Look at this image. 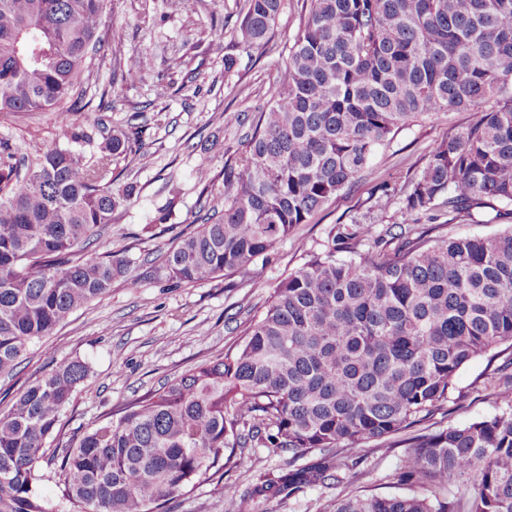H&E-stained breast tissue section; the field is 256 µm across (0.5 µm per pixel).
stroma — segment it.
<instances>
[{"label":"stroma","mask_w":512,"mask_h":512,"mask_svg":"<svg viewBox=\"0 0 512 512\" xmlns=\"http://www.w3.org/2000/svg\"><path fill=\"white\" fill-rule=\"evenodd\" d=\"M245 0H200L195 13L175 10L171 0H112L105 17L108 38L95 56L89 85H112V70L136 53H149L152 72L125 85H112V109L78 112L75 123L96 124L98 132L129 129L136 146L152 155L149 166L129 163L123 181L136 187L132 204L121 212L89 249L109 251L129 262L127 278L113 282L106 297L73 313L69 320L33 344L17 369L0 376V413L8 398L42 379L58 363L78 359L89 374L63 410L53 435L63 446L113 409L158 389L167 378L233 346L245 323L264 305L270 291L319 248L333 224L351 218L383 227L403 220L399 202L374 209L373 192L383 183L401 188L425 165L450 129L471 122L469 112H441L400 131L369 163L362 179L344 189L310 223L300 224L247 272L236 273L234 287L217 278L193 287L167 280L161 258L177 236L195 231L209 196L224 192L216 180L203 195L199 162L209 155L218 175L244 149L248 125H228L224 112L252 113L267 105L284 63V46L296 35L305 0H285L271 39L262 46L241 43L237 28ZM236 64L225 69V57ZM0 139L36 140L42 148L65 147L67 135L50 112L23 117L20 124L0 121ZM181 202L166 222L159 212L171 188ZM459 399L428 422L430 430L461 426L499 413L512 387V352L481 357L458 374ZM368 473L342 483L308 489L289 498L259 499L255 512H323L331 500L359 493H394L397 451H358ZM291 452L280 448H243L234 463L218 473L198 476L192 493L173 497L168 512H234V498L246 493L260 473L287 467Z\"/></svg>","instance_id":"1"}]
</instances>
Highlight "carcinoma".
Segmentation results:
<instances>
[{"label":"carcinoma","mask_w":512,"mask_h":512,"mask_svg":"<svg viewBox=\"0 0 512 512\" xmlns=\"http://www.w3.org/2000/svg\"><path fill=\"white\" fill-rule=\"evenodd\" d=\"M108 0H0V119L52 112L72 142L35 149L20 173L0 141V375L28 346L124 277L128 261L83 244L135 195L116 184L134 155L114 130L94 141L68 105L105 36ZM283 0H245L238 35L267 41ZM151 69L146 53L112 83ZM439 112H471L405 181L403 221L373 234L330 228L273 288L232 351L197 363L46 455V440L87 376L64 360L0 414V512H46L36 492L53 464L70 512H166L176 493L224 468L247 442L295 461L235 499L292 496L359 469L358 448H401L397 477L417 495L338 500L328 512H512V408L465 426L419 428L445 408L465 365L512 343V229L433 235L485 209L512 215V0H310L269 104L224 167L210 221L179 240L166 278L194 286L246 271L359 177L394 131ZM473 486L452 495L448 484Z\"/></svg>","instance_id":"carcinoma-1"}]
</instances>
